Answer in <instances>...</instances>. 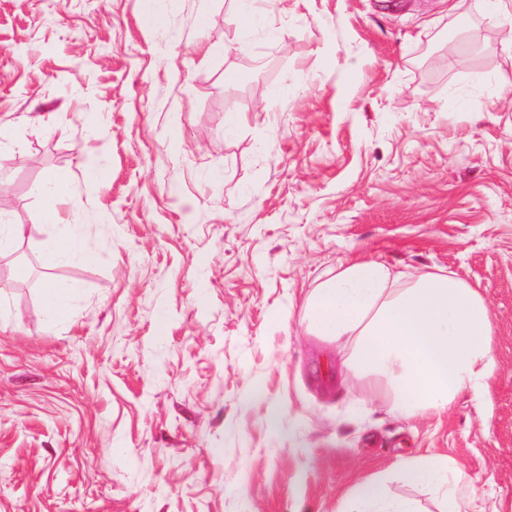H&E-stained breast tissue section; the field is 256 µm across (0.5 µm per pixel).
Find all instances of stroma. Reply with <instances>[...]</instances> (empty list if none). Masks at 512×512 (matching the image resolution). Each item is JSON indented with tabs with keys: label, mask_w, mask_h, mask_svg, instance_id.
Returning <instances> with one entry per match:
<instances>
[{
	"label": "stroma",
	"mask_w": 512,
	"mask_h": 512,
	"mask_svg": "<svg viewBox=\"0 0 512 512\" xmlns=\"http://www.w3.org/2000/svg\"><path fill=\"white\" fill-rule=\"evenodd\" d=\"M0 0V512H343L448 458L512 512V14L491 0ZM468 29L456 33L458 15ZM241 114L233 136L224 116ZM59 172L90 263L33 265ZM445 269L490 310L480 394L407 419L307 335L340 265ZM80 288L53 320L36 284Z\"/></svg>",
	"instance_id": "35a3bbf8"
}]
</instances>
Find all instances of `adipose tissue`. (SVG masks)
<instances>
[{
  "mask_svg": "<svg viewBox=\"0 0 512 512\" xmlns=\"http://www.w3.org/2000/svg\"><path fill=\"white\" fill-rule=\"evenodd\" d=\"M44 205L41 224L59 231L42 245L45 265L91 262L96 255L82 240L80 224H66L60 206L69 191L63 176L34 183ZM302 322L310 335L354 346L351 363L369 381L374 395L391 399L401 415H439L465 390L486 386L494 364L489 308L482 295L450 275L414 278L385 264L361 260L340 268L306 297ZM411 484H429L443 502L442 512H485L447 458L428 455L400 471ZM347 512H416L405 498L389 496L376 481L360 484Z\"/></svg>",
  "mask_w": 512,
  "mask_h": 512,
  "instance_id": "obj_1",
  "label": "adipose tissue"
}]
</instances>
